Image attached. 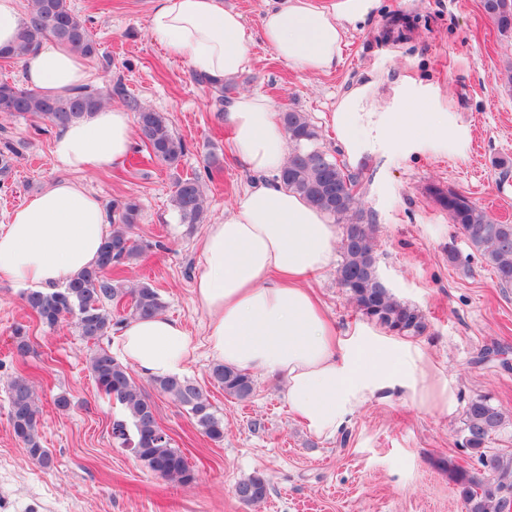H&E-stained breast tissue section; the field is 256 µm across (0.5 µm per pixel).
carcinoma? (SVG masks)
<instances>
[{"mask_svg": "<svg viewBox=\"0 0 512 512\" xmlns=\"http://www.w3.org/2000/svg\"><path fill=\"white\" fill-rule=\"evenodd\" d=\"M485 13L503 33L512 32V0H483ZM70 0H27L14 44L0 48V60H21L44 40L53 39L75 52L93 57L98 44ZM196 83L211 86L219 92L215 98L219 111H224L225 89L219 81L199 73ZM113 94L126 99L135 112L136 132L148 155L172 167L186 151V143L169 127L164 115L126 97L121 84ZM102 92L89 86L73 89L58 97L42 95L14 82H0V114L31 115L61 129L75 120L88 117L106 103ZM281 124L288 135L291 152L280 174V181L290 191L327 213L343 225L342 260L336 278L345 288L355 310L363 317L396 336H420L427 329L421 312L400 300L380 278L374 244V225L356 205L354 187L359 175L339 163L319 145L320 134L302 112L288 109L281 113ZM19 148L9 140L0 149V173L11 168L12 156ZM202 177L175 180L172 206L181 223L199 224L205 213ZM429 192L440 208L468 242L473 256L490 268L502 289L512 288V224L494 219L467 196L437 185ZM139 203L125 198L112 203V231L104 239L98 259L90 268L60 288L28 291L22 295L25 306L48 327L69 317L80 336L97 342L116 326L105 305L131 294L130 316L151 318L162 314L164 302L149 283L127 290L116 272L135 260L139 251L131 236L137 223ZM90 370L96 388L119 402L126 417L112 423V437L130 449L134 457L152 473L162 471L167 478L188 484L195 474L185 455L172 447L170 437L157 422L150 397L137 385L129 369L112 353L101 347L91 359ZM213 384L236 400H246L254 392L251 376L222 363L210 369ZM152 384L168 395L195 420L202 433L215 443L224 441V419L217 415L201 386L186 377L156 379ZM9 422L15 438L22 443L27 456L43 466L52 463L49 449L42 441L41 408L32 384L23 375L12 377L8 385ZM506 416L486 395L472 397L463 411L462 448L475 465L464 467L453 460L438 466L448 472L466 512H506L507 491H512V451L487 450L492 437L505 427ZM270 492L262 475L239 482L235 495L246 505L264 502Z\"/></svg>", "mask_w": 512, "mask_h": 512, "instance_id": "carcinoma-1", "label": "carcinoma"}]
</instances>
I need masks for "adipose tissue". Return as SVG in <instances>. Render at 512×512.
<instances>
[{"instance_id": "ef3b65f1", "label": "adipose tissue", "mask_w": 512, "mask_h": 512, "mask_svg": "<svg viewBox=\"0 0 512 512\" xmlns=\"http://www.w3.org/2000/svg\"><path fill=\"white\" fill-rule=\"evenodd\" d=\"M376 0H276L261 35L277 57L304 73H325L339 60L349 25ZM148 30L158 44L195 72L223 80L245 71L255 37L242 15L222 0H151ZM25 82L47 96L83 86L82 56L46 43L23 60ZM377 84L355 83L337 100L331 125L358 157L396 136L418 149L457 146L462 133L447 114L418 101L377 106ZM228 143L256 176L208 225L194 279L196 303L208 315L205 344L226 366L280 379L288 407L309 432L336 436L366 402L413 391L415 358L397 362L392 345L367 339L365 327L338 335L310 284L336 258L337 230L326 214L279 180L288 137L273 105L243 94L225 107ZM133 116L109 107L72 122L56 135L52 154L73 172L122 162L131 149ZM108 234L103 205L83 185L57 180L15 209L0 225V277L50 289L92 266ZM115 350L149 378L182 375L193 355L184 324L159 315L124 324Z\"/></svg>"}]
</instances>
